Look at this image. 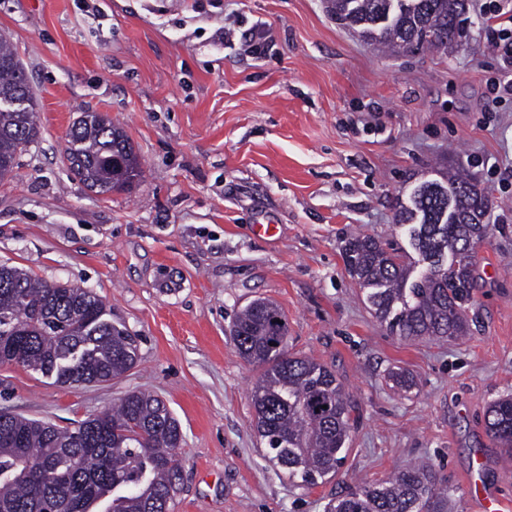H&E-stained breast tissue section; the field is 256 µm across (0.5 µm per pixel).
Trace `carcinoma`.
I'll return each mask as SVG.
<instances>
[{
  "label": "carcinoma",
  "mask_w": 512,
  "mask_h": 512,
  "mask_svg": "<svg viewBox=\"0 0 512 512\" xmlns=\"http://www.w3.org/2000/svg\"><path fill=\"white\" fill-rule=\"evenodd\" d=\"M467 0H328L336 20L363 40L397 53H447L460 44ZM25 94L24 111H0V181L40 135L28 77L0 36V99ZM64 158L91 191L105 195L142 177L124 131L83 112ZM489 191L460 170L423 180L397 198L395 224L416 254H398L365 236L348 241L344 261L375 317L405 340H456L468 330L478 249L490 225ZM240 357L261 369L251 391L254 428L266 456L290 479L331 478L348 451L353 404L336 373L288 353V323L258 298L230 329ZM138 361L137 338L107 318L102 299L80 286L48 283L0 264V364H17L62 385L108 382ZM389 379L414 388L403 369ZM488 434L512 456V395L490 402ZM180 422L158 397L131 392L112 410L73 427L0 413V512H171L178 491ZM326 512H448V490L427 465L398 471L332 499Z\"/></svg>",
  "instance_id": "1"
}]
</instances>
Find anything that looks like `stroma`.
<instances>
[{
	"label": "stroma",
	"mask_w": 512,
	"mask_h": 512,
	"mask_svg": "<svg viewBox=\"0 0 512 512\" xmlns=\"http://www.w3.org/2000/svg\"><path fill=\"white\" fill-rule=\"evenodd\" d=\"M468 3L464 46L383 55L326 0H0L41 125L0 182V263L92 289L139 350L94 384L0 365V411L70 427L128 392L158 396L183 432L172 512H324L417 461L443 476L451 512H479L486 490L512 512V458L485 426L488 403L512 394V101L492 100L502 59ZM83 109L143 157L129 190L98 195L68 171ZM451 167L493 201L469 333L408 342L374 317L342 249L365 235L406 245L398 195ZM258 297L285 315L289 352L334 369L354 399L346 457L313 486L280 473L253 427L260 370L229 330ZM397 367L411 392L388 380Z\"/></svg>",
	"instance_id": "35a3bbf8"
}]
</instances>
